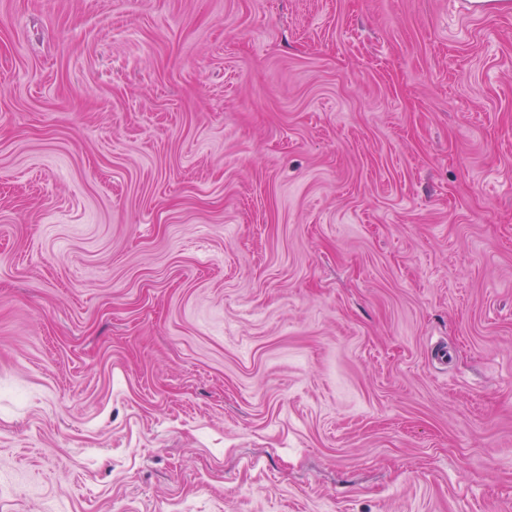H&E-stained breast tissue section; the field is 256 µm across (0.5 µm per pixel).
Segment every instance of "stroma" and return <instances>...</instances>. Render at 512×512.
Here are the masks:
<instances>
[{
  "instance_id": "35a3bbf8",
  "label": "stroma",
  "mask_w": 512,
  "mask_h": 512,
  "mask_svg": "<svg viewBox=\"0 0 512 512\" xmlns=\"http://www.w3.org/2000/svg\"><path fill=\"white\" fill-rule=\"evenodd\" d=\"M0 512H512V0H0Z\"/></svg>"
}]
</instances>
